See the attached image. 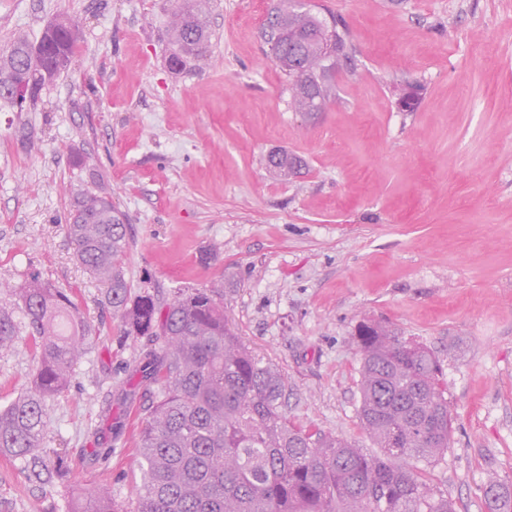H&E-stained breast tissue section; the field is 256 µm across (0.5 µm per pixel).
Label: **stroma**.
Wrapping results in <instances>:
<instances>
[{"label":"stroma","instance_id":"stroma-1","mask_svg":"<svg viewBox=\"0 0 512 512\" xmlns=\"http://www.w3.org/2000/svg\"><path fill=\"white\" fill-rule=\"evenodd\" d=\"M273 3L211 0L210 54L173 72L163 0H0V50L60 16L80 29L35 110L0 106V283L71 292L96 330L48 403L44 446L67 454L68 478L33 483L0 458V512H68L73 490L103 478L120 501L142 487L149 393L128 368L147 341L121 333L75 259L63 227L83 190L125 214L134 291L162 304L187 288L223 294L230 326L287 377L294 424L375 453L355 331L386 321L443 366L453 433L419 463L423 480L456 512H485L488 476L512 479V0H308L344 21L357 64L310 118L263 53ZM407 85L420 88L412 112L396 100ZM275 149L301 173H269ZM35 367L27 336L0 352L1 409ZM106 401L114 430L101 435Z\"/></svg>","mask_w":512,"mask_h":512}]
</instances>
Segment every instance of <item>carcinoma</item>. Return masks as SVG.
<instances>
[{
  "label": "carcinoma",
  "instance_id": "carcinoma-1",
  "mask_svg": "<svg viewBox=\"0 0 512 512\" xmlns=\"http://www.w3.org/2000/svg\"><path fill=\"white\" fill-rule=\"evenodd\" d=\"M172 69L210 52L207 0H166ZM264 27L267 54L288 80L296 112H323L332 99L331 74L353 63L349 29L301 0H277ZM59 64L43 56L46 35H22L0 51V101L19 112L16 84L40 87L69 64L78 26L68 21ZM267 165L280 178L300 161L286 151ZM66 234L77 259L104 288V298L126 336L146 337L131 376L153 389L140 412L137 450L143 493L117 507L109 485L73 495L69 512H455L447 494L431 489L412 461L430 462L448 450L453 416L439 360L381 322H361L359 419L379 448L368 455L331 433L294 425L283 411L287 380L245 346L211 289L194 288L162 308L155 296L134 293L122 265L125 219L105 196L82 191L71 202ZM38 356L30 385L0 410V457L25 463L30 481L64 480L67 458L47 461L41 441L49 426L47 402L70 385L89 348L93 326L60 288L33 279L0 297V351L19 336L16 313ZM486 512H512V482L492 477L484 487Z\"/></svg>",
  "mask_w": 512,
  "mask_h": 512
}]
</instances>
